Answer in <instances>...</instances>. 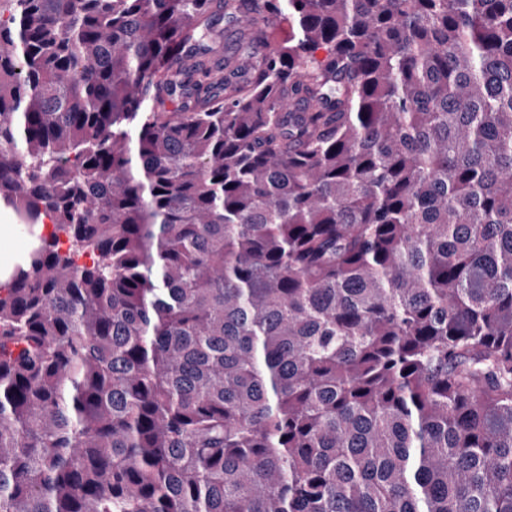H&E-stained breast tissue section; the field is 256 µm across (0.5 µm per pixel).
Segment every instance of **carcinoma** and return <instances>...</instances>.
Wrapping results in <instances>:
<instances>
[{
  "instance_id": "cac0c4a2",
  "label": "carcinoma",
  "mask_w": 512,
  "mask_h": 512,
  "mask_svg": "<svg viewBox=\"0 0 512 512\" xmlns=\"http://www.w3.org/2000/svg\"><path fill=\"white\" fill-rule=\"evenodd\" d=\"M0 201V512H512V0H3Z\"/></svg>"
}]
</instances>
